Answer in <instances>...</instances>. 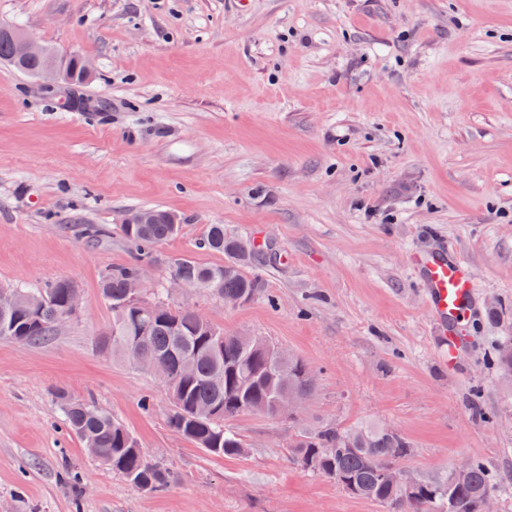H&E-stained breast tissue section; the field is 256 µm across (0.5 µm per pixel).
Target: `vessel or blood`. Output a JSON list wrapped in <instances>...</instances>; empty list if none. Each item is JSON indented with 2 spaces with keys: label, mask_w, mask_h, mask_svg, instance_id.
<instances>
[{
  "label": "vessel or blood",
  "mask_w": 512,
  "mask_h": 512,
  "mask_svg": "<svg viewBox=\"0 0 512 512\" xmlns=\"http://www.w3.org/2000/svg\"><path fill=\"white\" fill-rule=\"evenodd\" d=\"M413 261L429 312L446 335L450 349L466 346L468 338L460 324L475 311L479 301L469 261L446 244L415 253Z\"/></svg>",
  "instance_id": "b4317fda"
}]
</instances>
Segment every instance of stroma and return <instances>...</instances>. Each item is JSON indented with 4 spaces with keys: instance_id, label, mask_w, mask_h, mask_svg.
I'll list each match as a JSON object with an SVG mask.
<instances>
[{
    "instance_id": "1",
    "label": "stroma",
    "mask_w": 512,
    "mask_h": 512,
    "mask_svg": "<svg viewBox=\"0 0 512 512\" xmlns=\"http://www.w3.org/2000/svg\"><path fill=\"white\" fill-rule=\"evenodd\" d=\"M0 22L94 64L51 91L0 65V287L81 289L48 343L0 339V512H383L289 461L295 434L327 423L399 429L425 478L481 459L493 512H512V391L488 361L512 337V0H0ZM149 207L181 224L153 284L176 257L223 262L199 247L210 224L277 254L258 268L267 297L169 299L316 373L294 419L229 420L244 455L173 431L157 379L93 345L112 321L101 273L136 253L121 220ZM441 240L480 292L453 356L411 265ZM59 391L111 412L169 489L87 455Z\"/></svg>"
}]
</instances>
